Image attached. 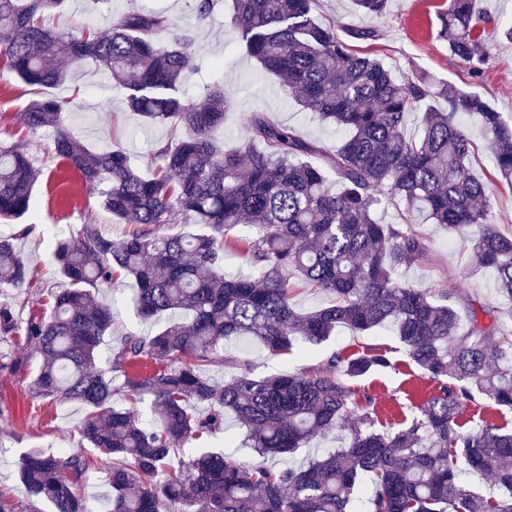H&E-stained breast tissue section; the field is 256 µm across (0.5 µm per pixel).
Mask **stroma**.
Masks as SVG:
<instances>
[{"mask_svg": "<svg viewBox=\"0 0 512 512\" xmlns=\"http://www.w3.org/2000/svg\"><path fill=\"white\" fill-rule=\"evenodd\" d=\"M442 0H388L381 16L356 14L352 0H317L315 15L323 23L334 25L338 34L347 28L374 30L370 40H351L355 53L381 60L400 79L423 77L433 84L451 83L483 95L500 112L512 115V42L489 39L487 57L479 76H471L463 63L454 60L446 43L439 39L437 12ZM149 10L163 13L172 28L192 31V50L203 62L222 61L219 71L201 70L185 82L188 100L200 97L211 78H219L230 93L233 110L224 122V137L238 141L246 136V119L252 113H265L271 120L294 127L304 138L318 141L326 151H334L342 138L334 125L304 111L286 92L278 78L263 71L239 45L236 29L230 22L231 0H215L209 19H199L193 0H105L97 10H88L84 0H70L63 13L49 15L45 24L51 28L80 31L91 25L107 30L113 15ZM67 80L51 88L52 96L69 101V133L99 151L120 144L140 160L156 144L176 142L179 134L165 126L146 125L140 117L125 109L124 92L108 83L94 62L67 63ZM37 87L24 84L6 65L0 63V144L24 139L42 175L34 189L32 210L36 222L32 233L20 245L34 278L22 288L0 291V300L11 301L18 320L39 309L43 293L58 278L51 262V250L57 238L68 235L84 224L94 225L104 236L124 237L129 224L121 223L103 210L96 193L88 190L69 172L52 152L50 132L30 131L24 113L31 100L41 96ZM430 251L418 264L403 269V281L429 287L435 284L455 289L462 298L496 308L511 303L500 297L492 280L470 274L472 247L467 236L447 228L428 224ZM135 282L123 278L114 287L99 292L100 301L110 304L116 335L137 333L146 325L132 303ZM367 348L385 351L391 368L374 371L355 382L367 393L383 425L401 421L434 388L421 369L407 357L402 344L385 331L355 334L342 328L320 345H307L286 356L271 355L262 345L247 338H236L224 345L222 362L209 365L207 377L221 382L251 365L258 374L281 371H313L325 366L332 353L349 354ZM26 358L21 368L12 360ZM39 361L29 348L6 342L0 344V492L21 499L18 462L22 452L37 448L53 452L77 447L78 428L84 409L74 403H55L32 397L29 387ZM241 428L232 413H225L221 431L190 439L186 454L197 451L222 452L245 465L255 460L254 453L241 445Z\"/></svg>", "mask_w": 512, "mask_h": 512, "instance_id": "1", "label": "stroma"}]
</instances>
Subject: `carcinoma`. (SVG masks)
I'll return each instance as SVG.
<instances>
[{"instance_id": "cac0c4a2", "label": "carcinoma", "mask_w": 512, "mask_h": 512, "mask_svg": "<svg viewBox=\"0 0 512 512\" xmlns=\"http://www.w3.org/2000/svg\"><path fill=\"white\" fill-rule=\"evenodd\" d=\"M66 0H0V61L26 84L64 83L58 59H90L109 82L126 89V106L148 124L183 129L177 143L157 145L153 175L119 145L93 152L67 131V102L41 96L25 112L26 126L54 130L53 153L113 218L134 225L121 239L85 224L55 243L61 283L48 293L51 315H30L25 340L41 365L30 389L53 402L85 409L82 441L112 460L106 512H352L353 495L368 512H512V430L482 420L459 421L475 394L512 409V336L495 341L494 324L470 303L462 325L456 291L422 288L394 278L424 257L423 224L460 231L472 241L473 268L493 278L512 300V226L494 222L489 184L512 189V117L483 96L452 84L399 80L380 60L354 54L336 28L317 21L316 0H232L231 23L247 53L296 93L302 108L346 136L328 154L261 113L247 119V137L225 146L231 98L220 81L200 99H184L186 76L202 64L193 35L172 31L152 11L112 17L103 33L54 31L41 18ZM366 15L388 0H353ZM448 51L480 73L490 37L512 41V26L480 7V0H448L438 13ZM442 99L446 109L427 104ZM422 110L416 137L405 133L409 113ZM478 118L494 148V171L473 174L475 143L458 121ZM41 170L27 144L0 146V221L28 213ZM405 217L382 224L374 213L387 203ZM200 226L170 233L167 225ZM248 232L237 235L239 227ZM15 234H0V288L31 279ZM243 251L246 273H224V254ZM122 276L136 283L138 316L177 318L147 335L112 336V311L97 300ZM323 293L325 305L302 313L300 289ZM346 327L364 334L390 328L435 390L392 429L377 427L373 400L350 380L392 366L379 350L333 353L313 372L257 376L247 366L222 382L205 367L224 358V341L251 337L275 355L320 344ZM19 332L14 307L0 302V341ZM111 343L110 370L126 376L127 406L113 404L107 371L96 366ZM205 406L201 416L196 408ZM244 428L242 446L259 461L243 465L223 453L185 456L194 436L213 434L224 413ZM357 416L355 425L349 417ZM347 430L342 447L299 468L274 469L268 456H290L321 434ZM92 459L82 450L27 453L19 477L28 507L0 494V512H89L77 484ZM491 478L496 492L464 487L462 476Z\"/></svg>"}]
</instances>
